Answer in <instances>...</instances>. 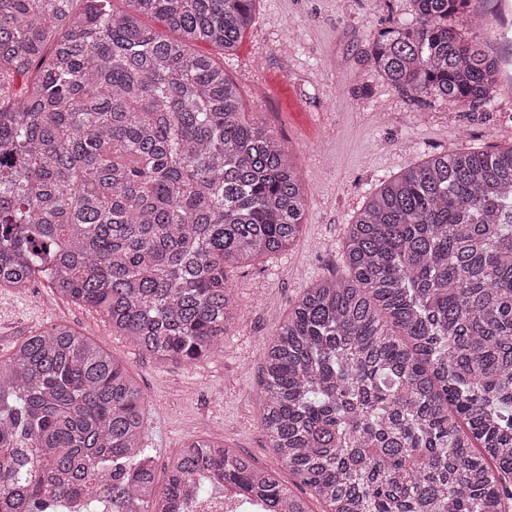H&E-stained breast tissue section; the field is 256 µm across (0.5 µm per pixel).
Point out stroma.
Returning <instances> with one entry per match:
<instances>
[{
	"mask_svg": "<svg viewBox=\"0 0 512 512\" xmlns=\"http://www.w3.org/2000/svg\"><path fill=\"white\" fill-rule=\"evenodd\" d=\"M410 11V0H257L252 23L225 54L247 119L277 134L307 207L285 251L228 270L236 318L221 347L187 364L158 360L113 331L102 313L44 281L0 288V357L32 331L61 322L126 366L144 393L143 442L155 453L157 488L184 443L201 435L247 455L321 512L269 448L255 410L265 341L306 288L343 272L347 226L382 180L427 153L512 145V90L491 104L461 107L416 100L376 74L374 33Z\"/></svg>",
	"mask_w": 512,
	"mask_h": 512,
	"instance_id": "35a3bbf8",
	"label": "stroma"
}]
</instances>
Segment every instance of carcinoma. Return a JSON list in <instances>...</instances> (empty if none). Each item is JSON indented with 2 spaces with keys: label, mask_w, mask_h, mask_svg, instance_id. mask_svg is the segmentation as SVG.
<instances>
[{
  "label": "carcinoma",
  "mask_w": 512,
  "mask_h": 512,
  "mask_svg": "<svg viewBox=\"0 0 512 512\" xmlns=\"http://www.w3.org/2000/svg\"><path fill=\"white\" fill-rule=\"evenodd\" d=\"M121 2L0 0V288L43 279L140 350L188 363L235 319L226 268L298 237L303 185L277 136L245 119L220 58L256 0ZM411 2L374 37V70L418 99L491 103L503 59L482 28L448 23L471 0ZM343 258L264 348L270 447L323 512H506L512 146L383 181ZM144 423V394L110 353L63 323L38 329L0 359V495L12 512L70 496L175 512L211 471L268 512H309L207 437L184 444L156 494Z\"/></svg>",
  "instance_id": "1"
}]
</instances>
